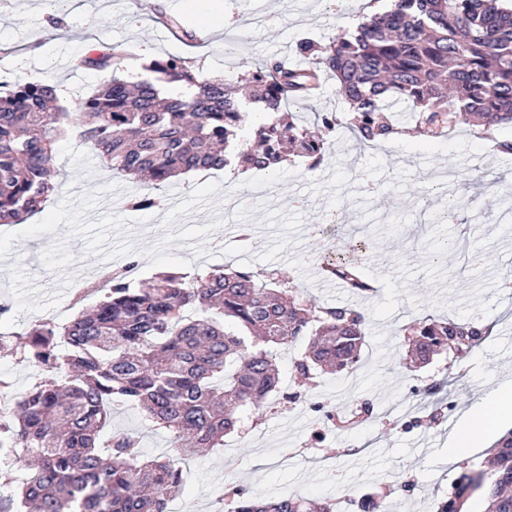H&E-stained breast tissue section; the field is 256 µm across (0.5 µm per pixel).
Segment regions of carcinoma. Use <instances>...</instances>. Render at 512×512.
Wrapping results in <instances>:
<instances>
[{"mask_svg":"<svg viewBox=\"0 0 512 512\" xmlns=\"http://www.w3.org/2000/svg\"><path fill=\"white\" fill-rule=\"evenodd\" d=\"M298 62L270 58L240 79L205 75L170 56L142 65L131 83L117 75L74 112L40 81L0 89V224H20L49 201L58 179L54 152L65 126L116 173L144 186L133 208L158 206L149 192L198 170L273 169L290 156L320 160L344 127L355 145L373 147L401 133L394 107L415 132L436 139L461 122L512 126V0H389L356 27L322 45L303 37ZM336 80L348 114L315 112L311 127L289 105L311 106L322 76ZM129 258L78 291L99 295L65 324L37 321L12 335L22 360L44 375L0 417V451L21 448V478L0 473V512H167L182 491L183 441L205 453L239 430L281 391L276 351L306 342L292 378L309 389L321 372L355 368L366 345L367 313L355 305L304 303L303 290L278 276L230 264L204 273L161 272L134 286ZM323 272L366 296L360 265L341 257ZM412 347L403 367L453 352L472 353L487 336L480 318L418 317L402 326ZM141 410L166 432L172 453L141 459L140 436L115 431L112 412ZM232 512H335L331 500L253 499L233 487ZM512 512V431L485 463L466 460L434 512ZM386 495L366 493L360 512H384Z\"/></svg>","mask_w":512,"mask_h":512,"instance_id":"cac0c4a2","label":"carcinoma"}]
</instances>
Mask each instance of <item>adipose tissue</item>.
Here are the masks:
<instances>
[{
	"label": "adipose tissue",
	"instance_id": "ef3b65f1",
	"mask_svg": "<svg viewBox=\"0 0 512 512\" xmlns=\"http://www.w3.org/2000/svg\"><path fill=\"white\" fill-rule=\"evenodd\" d=\"M498 407L496 417L484 411L486 402ZM512 423V382L504 381L489 394L488 401H477L464 411L459 422L448 435V461L456 464L473 456L483 436L498 435Z\"/></svg>",
	"mask_w": 512,
	"mask_h": 512
}]
</instances>
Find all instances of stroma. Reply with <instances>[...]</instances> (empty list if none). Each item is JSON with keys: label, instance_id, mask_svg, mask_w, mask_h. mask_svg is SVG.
Instances as JSON below:
<instances>
[{"label": "stroma", "instance_id": "35a3bbf8", "mask_svg": "<svg viewBox=\"0 0 512 512\" xmlns=\"http://www.w3.org/2000/svg\"><path fill=\"white\" fill-rule=\"evenodd\" d=\"M386 0H348L336 13L330 0H264L254 11L249 0H67L62 11L50 0H0V83L39 80L57 87L63 103L76 107L110 75L131 77L134 67L115 57L112 68H78L76 57L96 46H134L145 58H186L209 74L237 77L258 60H293L298 38L335 37L359 16L384 8ZM177 17L184 33L165 28ZM480 158L484 177L470 193V205L448 223L434 218L457 192L442 183V172L459 173ZM55 164L62 175L44 209L24 223L0 225V378L25 392L30 371L11 348L10 335L28 329L43 310L74 307L75 275L135 258L140 277L162 271L194 273L230 263L253 271L275 270L303 288L312 304L362 306L369 316L367 343L355 381L337 383L327 374L316 388L326 409L345 411L358 399L383 408L410 400L417 379L449 376L450 399L463 411L512 370V159H503L488 140L458 125L426 144L417 137L360 149L349 134H338L318 167L291 158L272 171H247L236 181L231 169L181 176L175 188H161L150 211L132 209L134 185L93 156L77 128L58 144ZM341 221L325 225L331 250L357 259L372 292L361 297L340 283L323 285L319 262L307 252L308 226L328 212ZM468 236L475 265L460 254L439 258L426 250L434 237ZM480 314L489 334L470 356L442 358L406 371L398 363L408 344L401 328L420 316ZM314 419L306 411L263 413L261 436L228 437L225 447L187 459L180 503L194 512H217L228 478L256 499L299 496H357L415 477V491L398 492L402 512H429L458 476L447 459L445 424L406 429L391 420L347 433H334L325 467L300 453ZM116 429H135L145 458L169 450L166 433L153 429L139 410L115 415ZM360 442L359 452L347 444Z\"/></svg>", "mask_w": 512, "mask_h": 512}]
</instances>
